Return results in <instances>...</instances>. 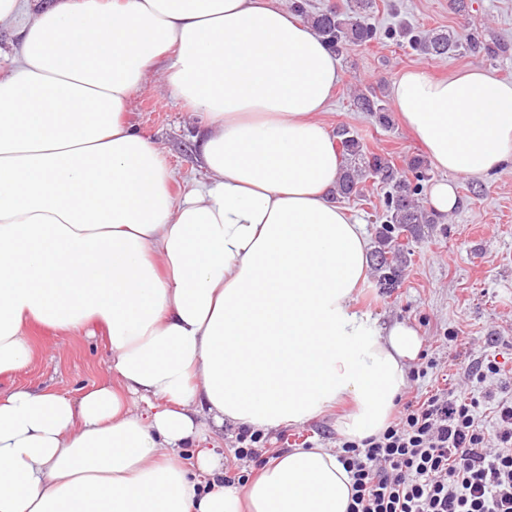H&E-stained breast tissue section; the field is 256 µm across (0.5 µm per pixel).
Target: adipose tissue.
Segmentation results:
<instances>
[{"instance_id":"obj_1","label":"adipose tissue","mask_w":512,"mask_h":512,"mask_svg":"<svg viewBox=\"0 0 512 512\" xmlns=\"http://www.w3.org/2000/svg\"><path fill=\"white\" fill-rule=\"evenodd\" d=\"M21 13L0 73V375L30 360L33 326L97 323L113 380L0 392V512H347L335 449L227 489L207 436L345 401L342 434H379L421 349L349 305L369 243L332 198L342 161L319 114L338 57L274 0H0V23ZM155 71L205 128L178 200L129 120ZM392 95L437 168L512 162V81L409 67Z\"/></svg>"}]
</instances>
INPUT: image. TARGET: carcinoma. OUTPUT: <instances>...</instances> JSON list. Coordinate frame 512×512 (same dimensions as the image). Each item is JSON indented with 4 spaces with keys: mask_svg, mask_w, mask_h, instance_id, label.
<instances>
[{
    "mask_svg": "<svg viewBox=\"0 0 512 512\" xmlns=\"http://www.w3.org/2000/svg\"><path fill=\"white\" fill-rule=\"evenodd\" d=\"M370 0H358V10L353 14L328 10L312 18L316 32L338 52L346 45L365 44L377 38V29L369 22L367 9ZM410 47L428 56H444L457 52L462 42L454 32L417 33L407 31ZM354 106L362 112L375 114L377 122L383 127L390 124L387 105L376 92H359L353 97ZM344 166L336 186V195L341 198L357 197L361 194L360 184L367 177L390 183L393 192L387 201V220L379 231L377 269L383 272V281L391 282L396 277V268L388 253L399 249L398 237L405 231H414L420 224H432L434 220L419 202L420 182L425 174L420 160L414 159L408 164L413 178L401 172L392 159L376 153L362 142L361 138L343 126L336 132Z\"/></svg>",
    "mask_w": 512,
    "mask_h": 512,
    "instance_id": "cac0c4a2",
    "label": "carcinoma"
}]
</instances>
